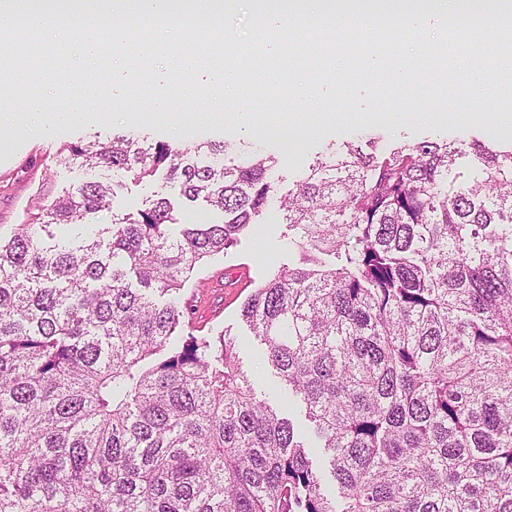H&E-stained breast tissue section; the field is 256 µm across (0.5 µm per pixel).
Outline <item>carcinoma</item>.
Returning <instances> with one entry per match:
<instances>
[{
	"instance_id": "cac0c4a2",
	"label": "carcinoma",
	"mask_w": 512,
	"mask_h": 512,
	"mask_svg": "<svg viewBox=\"0 0 512 512\" xmlns=\"http://www.w3.org/2000/svg\"><path fill=\"white\" fill-rule=\"evenodd\" d=\"M229 147L115 135L58 154L160 175L218 224L179 223L165 194L118 214L123 182L88 180L0 238V512H512V149L371 138L281 195L298 259L241 316L304 439L231 330L185 332L189 277L277 193L273 157Z\"/></svg>"
}]
</instances>
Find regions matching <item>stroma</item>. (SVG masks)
Instances as JSON below:
<instances>
[{
  "instance_id": "obj_1",
  "label": "stroma",
  "mask_w": 512,
  "mask_h": 512,
  "mask_svg": "<svg viewBox=\"0 0 512 512\" xmlns=\"http://www.w3.org/2000/svg\"><path fill=\"white\" fill-rule=\"evenodd\" d=\"M357 115L329 120L299 115L274 120L272 115L258 116L249 132L227 123H204L200 116L183 120L152 121L142 112L116 111L109 123L90 119L63 131L26 132L5 125L0 127V236L11 237L43 192L59 193L81 183L85 174L76 167L57 161L60 148L78 140L107 141L115 135H134L161 139L172 147L184 149L203 141H221L243 136L244 144L235 160L258 155H273L276 164L271 177L280 191L292 188L306 173L317 153L332 143L355 141L365 134L381 136L383 143L404 140H440L458 130L467 131L479 141L502 147L512 146V119L489 115L472 121L468 116L453 118L444 114L425 119H382L369 113L367 89H359ZM288 230L282 224L278 201H271L255 229L241 236L230 251L217 255L194 272L185 293L197 298L189 308L185 323L197 336L228 328L246 344L240 358L242 368L255 380L258 397H267L274 379L273 370L259 356L261 347L240 317V310L268 269L291 263Z\"/></svg>"
}]
</instances>
